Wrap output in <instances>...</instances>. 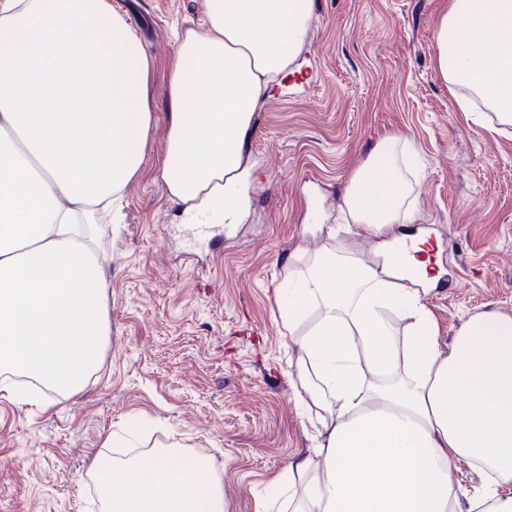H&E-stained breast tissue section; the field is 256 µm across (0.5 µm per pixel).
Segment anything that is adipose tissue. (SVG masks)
Here are the masks:
<instances>
[{
	"label": "adipose tissue",
	"instance_id": "1",
	"mask_svg": "<svg viewBox=\"0 0 512 512\" xmlns=\"http://www.w3.org/2000/svg\"><path fill=\"white\" fill-rule=\"evenodd\" d=\"M311 11L312 0H206L201 28L180 39L162 175L185 223H241L252 116ZM434 39L461 110L511 127L512 0H452ZM152 68L112 0H0V370L56 393H79L102 356L110 273L94 227L143 172ZM411 162L389 136L349 181L343 213L370 258L344 237L298 249L275 288L298 385L321 410L313 456L288 467L295 512H512V317L473 314L438 349L420 240L392 233L412 215L399 175ZM455 461L488 470L464 500ZM103 495L107 512H224L219 478L187 454L113 466Z\"/></svg>",
	"mask_w": 512,
	"mask_h": 512
}]
</instances>
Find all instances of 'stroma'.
I'll return each mask as SVG.
<instances>
[{"mask_svg":"<svg viewBox=\"0 0 512 512\" xmlns=\"http://www.w3.org/2000/svg\"><path fill=\"white\" fill-rule=\"evenodd\" d=\"M451 0H314L305 43L253 118L249 210L230 236L189 246L167 198L165 90L178 33L205 0H114L155 62L154 140L95 249L112 270L110 334L75 396L47 409L0 397V512H102L94 459L168 449L205 459L224 512H286L290 462L312 452L291 379L294 338L272 287L289 253L323 249L368 149L397 135L423 176L440 278L424 301L447 349L469 316H512V127H478L434 69Z\"/></svg>","mask_w":512,"mask_h":512,"instance_id":"1","label":"stroma"}]
</instances>
